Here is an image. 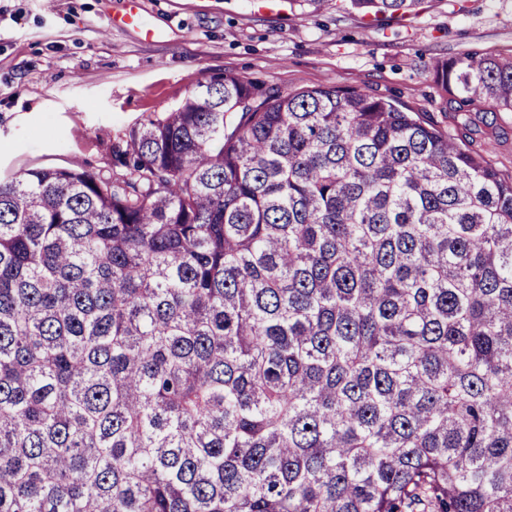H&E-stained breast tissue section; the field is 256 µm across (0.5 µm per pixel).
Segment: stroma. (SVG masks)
<instances>
[{"label":"stroma","instance_id":"obj_1","mask_svg":"<svg viewBox=\"0 0 512 512\" xmlns=\"http://www.w3.org/2000/svg\"><path fill=\"white\" fill-rule=\"evenodd\" d=\"M125 7L0 0V175L109 171L113 142L228 72L395 99L512 171V112H471L462 129L433 75L463 53L512 54V0H429L394 30L306 0H140L138 26L110 29Z\"/></svg>","mask_w":512,"mask_h":512}]
</instances>
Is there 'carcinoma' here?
<instances>
[{
	"mask_svg": "<svg viewBox=\"0 0 512 512\" xmlns=\"http://www.w3.org/2000/svg\"><path fill=\"white\" fill-rule=\"evenodd\" d=\"M434 75L512 112V55ZM0 512H512V174L226 74L108 176L0 180Z\"/></svg>",
	"mask_w": 512,
	"mask_h": 512,
	"instance_id": "carcinoma-1",
	"label": "carcinoma"
}]
</instances>
